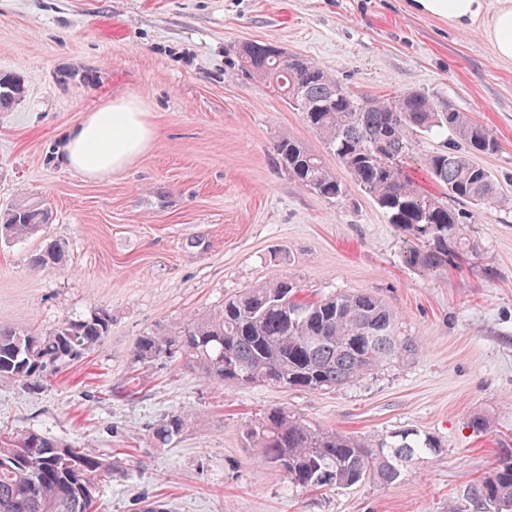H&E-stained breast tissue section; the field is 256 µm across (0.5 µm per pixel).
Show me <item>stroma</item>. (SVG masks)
I'll list each match as a JSON object with an SVG mask.
<instances>
[{
    "label": "stroma",
    "instance_id": "obj_1",
    "mask_svg": "<svg viewBox=\"0 0 512 512\" xmlns=\"http://www.w3.org/2000/svg\"><path fill=\"white\" fill-rule=\"evenodd\" d=\"M484 29H455L409 0H0V69L26 87L0 111V210L44 200L48 236L67 245L64 266L36 269L40 237L0 242V324L44 334L71 315L112 313L99 346L43 388L0 378V426L45 429L124 467L99 481L104 512H135L143 498L170 512H481L468 492L512 441V61ZM253 40L313 59L356 94L423 90L492 130L500 151L473 160L505 203L473 208L476 249L462 269L408 267L398 231L354 182L330 200L279 167L281 135L326 147L276 90L237 71L235 50ZM118 98L138 100L155 126L147 150L97 181L63 167L64 133ZM281 275L310 297L379 296L417 355L317 392L133 365L142 334ZM275 407L364 440L429 433L442 450L404 465L391 487L297 489L247 440ZM179 408L192 412L187 431L155 443L152 425Z\"/></svg>",
    "mask_w": 512,
    "mask_h": 512
}]
</instances>
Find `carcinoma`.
<instances>
[{
    "label": "carcinoma",
    "mask_w": 512,
    "mask_h": 512,
    "mask_svg": "<svg viewBox=\"0 0 512 512\" xmlns=\"http://www.w3.org/2000/svg\"><path fill=\"white\" fill-rule=\"evenodd\" d=\"M241 73L275 86L288 105L323 139L351 179L390 216L404 239L406 262L426 270L460 266L473 247L466 237L470 217L455 202L493 207L504 202L491 175L469 158L494 154V133L471 113L424 91L385 99L360 97L318 63L303 56L286 60L272 42H248L238 50ZM25 94L21 78L0 72V109ZM425 136H442L440 147L420 153ZM279 166L301 187L326 199L344 197L345 185L325 157L290 135L274 144ZM426 169L442 193H423L412 169ZM53 222L51 208L18 203L0 214V241H23ZM65 245L47 238L31 255V266L56 268ZM397 315L371 293H338L320 299L301 295L288 276L245 288L224 298L205 318L187 317L141 336L135 364L176 362L223 385L269 384L290 389H336L418 345L395 334ZM112 313L104 308L68 317L38 334L0 324V378L27 389L91 351L107 336ZM191 414L176 410L150 429L169 444L188 428ZM247 436L257 458L301 489H348L366 479L392 487L401 467L439 452L430 436L400 433L370 443L318 428L287 408H273L250 425ZM117 467L94 448L66 443L47 431H0V512H97L96 480ZM488 512H512V448L501 447L498 463L474 489Z\"/></svg>",
    "instance_id": "carcinoma-1"
}]
</instances>
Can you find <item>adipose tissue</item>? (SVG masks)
Wrapping results in <instances>:
<instances>
[{
    "label": "adipose tissue",
    "mask_w": 512,
    "mask_h": 512,
    "mask_svg": "<svg viewBox=\"0 0 512 512\" xmlns=\"http://www.w3.org/2000/svg\"><path fill=\"white\" fill-rule=\"evenodd\" d=\"M411 5L460 30L487 20V35L497 56L512 61V0H502L493 12L487 0H411ZM154 136L155 129L138 102L116 99L71 128L57 154L68 169L88 179H101L124 170Z\"/></svg>",
    "instance_id": "1"
}]
</instances>
